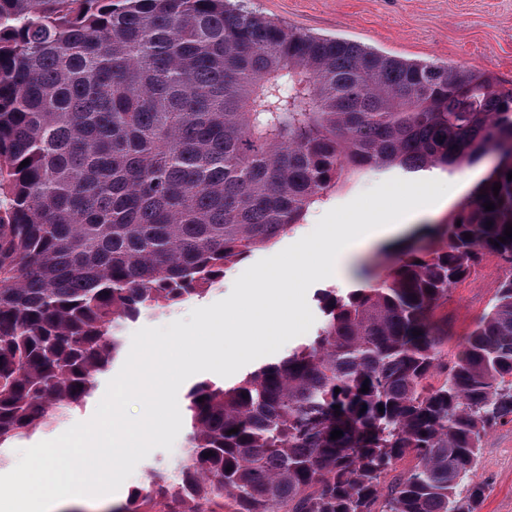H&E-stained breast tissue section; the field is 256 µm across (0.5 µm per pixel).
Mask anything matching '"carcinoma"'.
I'll list each match as a JSON object with an SVG mask.
<instances>
[{
    "mask_svg": "<svg viewBox=\"0 0 512 512\" xmlns=\"http://www.w3.org/2000/svg\"><path fill=\"white\" fill-rule=\"evenodd\" d=\"M490 153L436 247L319 293L320 332L288 356L196 385L179 484L113 512H473L482 439L512 421V86L231 0H0V453L83 404L121 320L220 283L344 172ZM489 257L505 274L447 355L441 309Z\"/></svg>",
    "mask_w": 512,
    "mask_h": 512,
    "instance_id": "1",
    "label": "carcinoma"
}]
</instances>
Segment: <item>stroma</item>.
<instances>
[{
  "label": "stroma",
  "instance_id": "35a3bbf8",
  "mask_svg": "<svg viewBox=\"0 0 512 512\" xmlns=\"http://www.w3.org/2000/svg\"><path fill=\"white\" fill-rule=\"evenodd\" d=\"M258 14L304 32L348 39L382 53L409 60H433L488 70L512 82V0H246ZM392 176L371 173L348 175L330 198L309 211L305 227L347 223L351 212L374 210ZM244 265L228 270L219 285L182 304L145 311L133 321L122 322L123 341L144 327H163L190 312L227 296ZM500 264H483L476 274L453 290L448 299V347L456 349L486 308L498 280ZM123 365L115 360L108 372L97 377L83 407L77 408L55 427L34 429L0 453V474L17 463L19 450L51 440L76 423L93 416L108 382ZM185 435H178L172 449H155L140 461L133 474L106 502L91 500L83 512H104L105 504H124L134 486L153 475L175 481L185 458ZM475 478L485 493L475 512H512V421L497 425L484 438L477 459Z\"/></svg>",
  "mask_w": 512,
  "mask_h": 512
}]
</instances>
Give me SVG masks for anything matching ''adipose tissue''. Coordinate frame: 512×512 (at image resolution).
Segmentation results:
<instances>
[{
    "label": "adipose tissue",
    "mask_w": 512,
    "mask_h": 512,
    "mask_svg": "<svg viewBox=\"0 0 512 512\" xmlns=\"http://www.w3.org/2000/svg\"><path fill=\"white\" fill-rule=\"evenodd\" d=\"M481 176L475 169L460 180L438 170L409 177L403 184L388 186L377 209L352 214L347 224L299 238L287 261L271 263L255 279L241 283L231 304L209 321L212 337L233 339L224 351L225 372H235L295 336L302 318L298 290L305 282L327 278L345 284L353 262L367 248L400 237L425 214L444 210ZM242 309L253 316L244 328L234 320Z\"/></svg>",
    "instance_id": "adipose-tissue-1"
}]
</instances>
